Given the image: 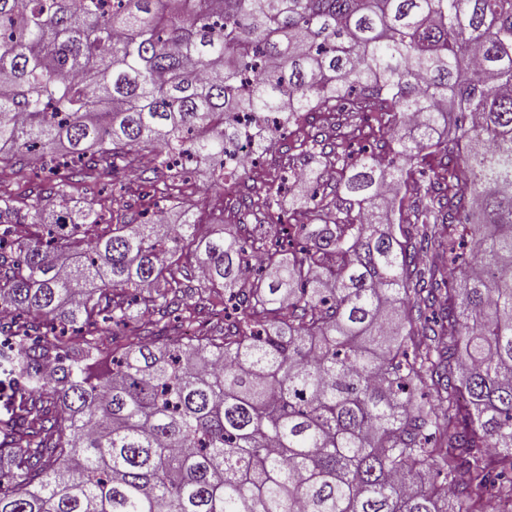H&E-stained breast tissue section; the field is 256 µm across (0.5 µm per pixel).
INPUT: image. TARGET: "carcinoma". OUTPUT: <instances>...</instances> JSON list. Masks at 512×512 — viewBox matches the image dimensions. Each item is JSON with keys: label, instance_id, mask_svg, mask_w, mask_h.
I'll list each match as a JSON object with an SVG mask.
<instances>
[{"label": "carcinoma", "instance_id": "obj_1", "mask_svg": "<svg viewBox=\"0 0 512 512\" xmlns=\"http://www.w3.org/2000/svg\"><path fill=\"white\" fill-rule=\"evenodd\" d=\"M319 109L392 160L303 142L338 179L297 252L204 235L180 199V224H112L50 177L46 236L0 228V512H512V0H0V162L185 157L222 191L241 114ZM185 254L224 328L106 348L132 300L179 310Z\"/></svg>", "mask_w": 512, "mask_h": 512}]
</instances>
